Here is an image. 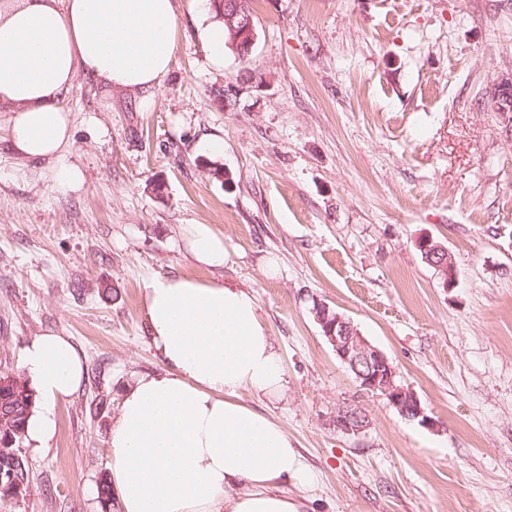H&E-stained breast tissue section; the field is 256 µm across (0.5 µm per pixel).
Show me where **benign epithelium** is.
I'll return each mask as SVG.
<instances>
[{"mask_svg":"<svg viewBox=\"0 0 512 512\" xmlns=\"http://www.w3.org/2000/svg\"><path fill=\"white\" fill-rule=\"evenodd\" d=\"M224 11L233 33L237 34L236 41L246 49H251L255 40L252 16L242 13L236 0H224ZM494 105L500 112H506L512 107V80L505 78L496 85ZM416 248L423 252L424 257L438 271L443 287H452L456 273L448 249L429 235L418 238ZM313 314L336 356L353 373L362 392L385 396L408 421L426 428L435 426V420L426 413L417 395L396 383L397 372L389 358L368 343L350 319L340 313L334 317L329 316V306L321 301L316 302ZM367 423V415L357 404L345 403L336 410V428L346 434L361 433Z\"/></svg>","mask_w":512,"mask_h":512,"instance_id":"7a95c632","label":"benign epithelium"}]
</instances>
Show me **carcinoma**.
<instances>
[{
  "label": "carcinoma",
  "instance_id": "obj_1",
  "mask_svg": "<svg viewBox=\"0 0 512 512\" xmlns=\"http://www.w3.org/2000/svg\"><path fill=\"white\" fill-rule=\"evenodd\" d=\"M35 405V394L26 379L17 375L15 384L0 388V438L13 440L0 447V474L3 482L13 477L28 482V469L22 455L26 420Z\"/></svg>",
  "mask_w": 512,
  "mask_h": 512
}]
</instances>
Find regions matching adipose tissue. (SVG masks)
Returning <instances> with one entry per match:
<instances>
[{"label": "adipose tissue", "instance_id": "1", "mask_svg": "<svg viewBox=\"0 0 512 512\" xmlns=\"http://www.w3.org/2000/svg\"><path fill=\"white\" fill-rule=\"evenodd\" d=\"M176 0H0V105L12 107V150L53 162L54 187L76 182L67 163L71 117L62 97L77 77L117 90L150 92L176 48ZM188 254L224 266V238L187 224ZM147 333L165 368L135 376L107 436L108 482L118 512H304L283 486L307 467L287 432L239 399L279 397L280 356L252 292L220 281L157 277L143 293ZM39 407L28 443L45 447L54 409L82 385L85 357L48 331L24 351Z\"/></svg>", "mask_w": 512, "mask_h": 512}]
</instances>
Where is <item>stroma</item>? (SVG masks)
<instances>
[{
	"instance_id": "35a3bbf8",
	"label": "stroma",
	"mask_w": 512,
	"mask_h": 512,
	"mask_svg": "<svg viewBox=\"0 0 512 512\" xmlns=\"http://www.w3.org/2000/svg\"><path fill=\"white\" fill-rule=\"evenodd\" d=\"M249 61L215 64L192 0L157 90L84 77L61 101L78 184L15 153L0 107V373L52 330L87 380L55 408L29 486L0 512H102L107 435L124 385L164 364L142 294L186 275L253 290L287 388L241 392L288 433L310 512H512V112L485 91L512 71V0H253ZM234 91L235 103L224 95ZM218 138L224 151L208 153ZM224 237L197 264L182 227ZM451 254L444 288L415 246ZM328 303L393 363L436 422L363 394L311 309ZM345 402L357 435L333 420ZM336 428L346 434H359L368 423L367 415L358 404L344 403L336 410Z\"/></svg>"
}]
</instances>
